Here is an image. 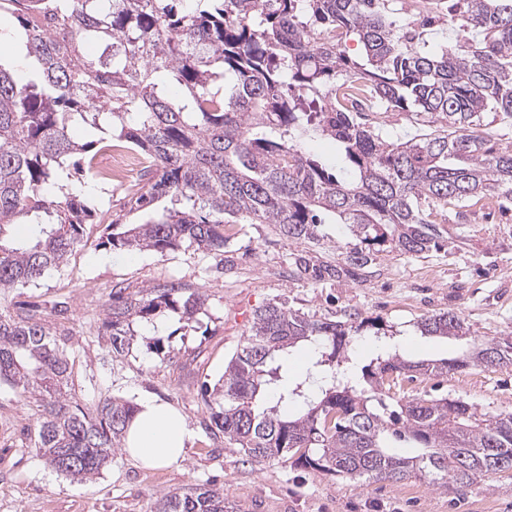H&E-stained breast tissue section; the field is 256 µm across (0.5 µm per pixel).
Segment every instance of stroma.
Listing matches in <instances>:
<instances>
[{
  "label": "stroma",
  "instance_id": "35a3bbf8",
  "mask_svg": "<svg viewBox=\"0 0 512 512\" xmlns=\"http://www.w3.org/2000/svg\"><path fill=\"white\" fill-rule=\"evenodd\" d=\"M463 34L460 13L448 0H434V20L423 38L432 47L455 45ZM369 123L390 141L427 130V115L371 112ZM448 248L404 257L383 247L375 253L371 276L360 283L312 284L292 280L293 255L325 260L339 256L352 235L343 224L318 228L321 244H297L270 224H230L223 257L182 247L160 255L100 246L105 224L90 225L91 245L76 251L37 284L0 294V307L65 305L54 318L75 359L74 389L80 403L106 397L136 401L149 394L180 410L194 437L184 458L161 469H145L124 451L93 478L78 481L57 473L37 456L31 436L36 408L10 385H0V512H152L169 492L212 487L223 491L239 512H512V475L453 492L425 479L356 482L305 466L295 456L245 460L237 445L210 421L198 391L224 373V362L246 336L253 311L280 302L316 318L356 312L374 329L348 337L342 349L349 370L376 358L381 347L409 360L461 356L481 340L512 332V205L480 200L463 213L448 210ZM175 282L207 293L195 321L164 311L136 324L129 352L113 356L103 337L104 304L112 287L129 291ZM458 314L467 338L429 336L420 318L444 311ZM161 339L162 350L150 348ZM190 371H182L181 363ZM416 398L426 394L460 398L482 412L512 411V367L472 366L448 375H430L406 384Z\"/></svg>",
  "mask_w": 512,
  "mask_h": 512
}]
</instances>
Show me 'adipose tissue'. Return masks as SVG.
<instances>
[{"mask_svg": "<svg viewBox=\"0 0 512 512\" xmlns=\"http://www.w3.org/2000/svg\"><path fill=\"white\" fill-rule=\"evenodd\" d=\"M137 407L125 433L127 454L147 468L163 467L181 460L192 439L183 414L149 395L140 396Z\"/></svg>", "mask_w": 512, "mask_h": 512, "instance_id": "obj_1", "label": "adipose tissue"}]
</instances>
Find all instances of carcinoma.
<instances>
[{"mask_svg": "<svg viewBox=\"0 0 512 512\" xmlns=\"http://www.w3.org/2000/svg\"><path fill=\"white\" fill-rule=\"evenodd\" d=\"M185 0H0L22 23L26 50L44 83L0 66V290L35 283L86 247L95 210L60 174L91 171L93 145L125 143L148 161L149 182L127 195L128 211L148 219L99 245L164 254L181 246L221 256L224 223L272 224L295 243L318 241L322 217L347 224L358 243L338 261L299 255V281L361 282L371 246L419 256L443 247L437 209L464 208L495 192L512 199V149L497 150L483 128L487 111L512 118V0H463V27L481 40L419 47V33L383 13L380 0H220L195 14ZM358 36L364 55L346 56ZM101 53L91 58L85 46ZM236 82L224 90L225 72ZM359 85L380 112L411 104L435 129L390 142L381 127L337 99ZM96 130L95 143L71 135ZM336 142L351 179L302 150L308 132ZM28 218L43 237L16 247L6 229ZM174 282L131 293L114 288L105 303L112 354L129 348L133 326L162 308L192 321L206 298L181 297ZM52 313L0 309V384L38 408L34 448L47 465L77 479L100 472L122 446L136 405L72 395L73 368ZM363 328L356 313L321 320L282 303L254 310L249 332L202 399L225 438L254 460L305 449L303 464L350 480L401 481L420 474L458 492L512 472V412L481 413L459 398H396L388 416L377 395L433 372L512 365V336L481 342L439 364L378 356L363 382L340 368L339 349ZM429 336H465L451 311L420 320ZM319 342L313 362L326 379L313 401L301 385L280 382L276 354ZM302 405L292 419L283 405ZM408 438L431 452L402 457L388 439ZM154 512H237L217 488L169 493Z\"/></svg>", "mask_w": 512, "mask_h": 512, "instance_id": "carcinoma-1", "label": "carcinoma"}]
</instances>
